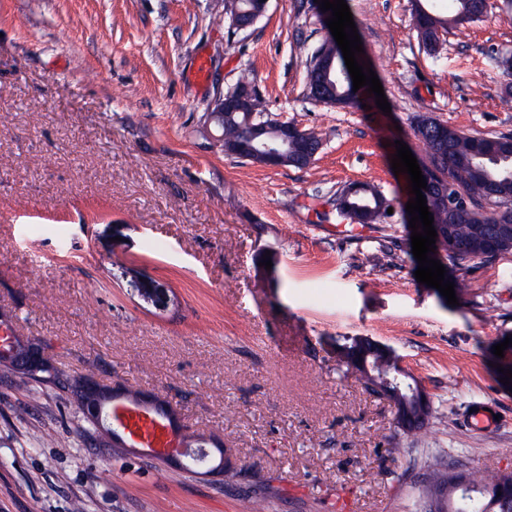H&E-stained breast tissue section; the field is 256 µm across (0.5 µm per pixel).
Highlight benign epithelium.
Returning <instances> with one entry per match:
<instances>
[{"label":"benign epithelium","instance_id":"1","mask_svg":"<svg viewBox=\"0 0 512 512\" xmlns=\"http://www.w3.org/2000/svg\"><path fill=\"white\" fill-rule=\"evenodd\" d=\"M246 97L245 93H239L234 98L218 95L212 103L210 119L224 122V109L242 104ZM294 133L295 129L286 122L280 123L279 131L274 137L266 135V127L260 124L253 126L252 143L247 149L246 159L267 166H284L289 162L288 142ZM137 291L143 301L155 306H164L170 301L168 289L148 279L139 282ZM0 362L10 365L20 377L35 375L52 366V361L44 354L37 341L24 340L11 327L2 323ZM75 403L80 406V412L87 420L98 425L102 438L113 445L134 449L138 444H145L151 457L170 465L183 468L185 463L182 462V458L186 457L197 469H204L211 474L224 472V451L221 441L213 437L193 450L188 448V439L163 412V403L155 394L128 395L108 384L86 379L75 396ZM114 407L151 422L164 432L169 429L174 431L175 439L159 438L149 442L142 437L141 425L138 423L119 429L112 428L107 424L106 415Z\"/></svg>","mask_w":512,"mask_h":512}]
</instances>
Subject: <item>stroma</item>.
Masks as SVG:
<instances>
[{"instance_id":"obj_1","label":"stroma","mask_w":512,"mask_h":512,"mask_svg":"<svg viewBox=\"0 0 512 512\" xmlns=\"http://www.w3.org/2000/svg\"><path fill=\"white\" fill-rule=\"evenodd\" d=\"M490 2L433 57L412 0H346L386 115L365 91L310 99L317 0H267L237 32L224 0H0V321L65 374L157 395L182 433L224 443L220 475L107 448L66 395L0 373V512H240L245 493L265 512H415L431 456L512 471V388L491 365L512 253L471 265L449 305L397 252L411 189L391 168L396 142L420 155L423 113L512 136V0ZM241 80L265 118L320 133L311 164L225 153L209 106ZM353 182L392 199L383 223L337 218ZM344 336L399 355L431 405L421 436L341 362ZM479 404L494 427L472 423ZM136 290L143 301L154 306H164L170 301L168 289L161 288L158 284L148 279L139 280V288H136Z\"/></svg>"}]
</instances>
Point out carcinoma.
Here are the masks:
<instances>
[{
	"label": "carcinoma",
	"mask_w": 512,
	"mask_h": 512,
	"mask_svg": "<svg viewBox=\"0 0 512 512\" xmlns=\"http://www.w3.org/2000/svg\"><path fill=\"white\" fill-rule=\"evenodd\" d=\"M489 7V0H448L446 11L420 7L414 16L417 38L426 51L435 54L439 49V30L478 21L487 16ZM253 8V0H224L229 27H236V21ZM307 78L311 89L329 83V104H349L358 97L353 91L342 51L332 36L312 52ZM258 106V99L253 96L237 108L239 114L234 118L224 119V152L234 153L246 142L250 131L249 114L258 111ZM413 132L425 152L419 164L427 183L422 190L426 205L434 223L449 224L448 234L436 239V249L430 256L444 262L445 278L454 282L455 293L463 294L467 288L462 271L469 263L486 259L482 241L490 225L512 224V208L506 206L512 201V137L468 135L429 114L418 116ZM320 142L316 134L302 132L288 150L307 166L314 160L313 149ZM451 197L468 201V207L450 224L447 199ZM391 206L390 199L367 184H349L336 192V215L355 224H377L388 217L387 209ZM337 349L347 361L361 356L368 362L371 375L361 380L368 390L381 393L393 402L397 427L406 432L424 429L430 416L429 402L417 408L405 388H389L381 378L383 374L393 377L398 368L399 357L392 349L360 337L344 338ZM83 380L82 376L65 377L55 366L30 378L32 382L72 394L79 390ZM468 482L476 496L460 512H487L493 500L499 502L496 512H512V474L475 470ZM444 493L450 499L457 497L448 467L441 458L435 457L428 466L420 498L425 501Z\"/></svg>",
	"instance_id": "carcinoma-1"
}]
</instances>
